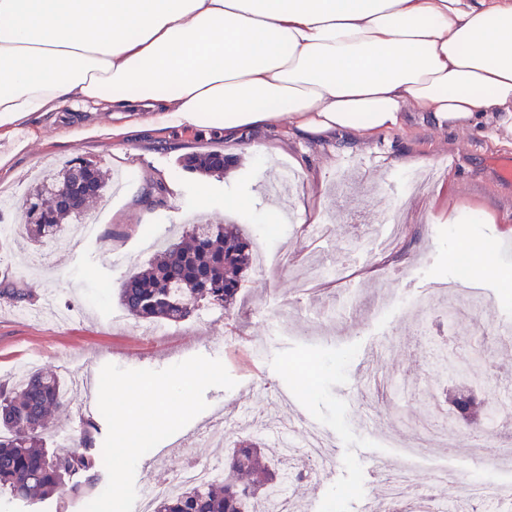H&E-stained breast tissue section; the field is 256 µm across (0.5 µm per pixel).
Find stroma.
<instances>
[{"label":"stroma","instance_id":"1","mask_svg":"<svg viewBox=\"0 0 512 512\" xmlns=\"http://www.w3.org/2000/svg\"><path fill=\"white\" fill-rule=\"evenodd\" d=\"M127 123L131 131L122 138L79 139L78 118L53 112L28 122L24 150L0 141V149L13 153L12 175L0 176V186L21 190L0 202V226L12 230L0 247V288L29 293L22 301L0 298V382H8L21 353L59 376L64 407L45 435L49 448L72 444L83 418L85 375H99L108 363L161 370L203 355L221 360L237 385L209 388L208 407L192 424L207 425L219 412L228 421L207 446L176 451L171 469L223 456L247 432L239 418L244 409L260 419L268 443L272 422L287 416L304 417L336 437L332 470L284 489L288 512H360L387 466L405 470L418 487L438 469L464 484L512 487V462H502L491 443L498 435L493 420L482 419L484 442L472 446L453 423L449 404L433 401L453 381L432 379L434 366L417 343L421 329H437L443 320L438 304L446 297L443 283L454 277L455 254L483 248L489 270L481 276L473 320L457 318L449 341L490 355L472 387L478 400L493 404L512 394V347L498 336L503 325H512V288L501 277L512 271V184L497 177L511 146L479 129L451 131L415 114L404 127L369 139L341 131L311 140L285 119L237 142L209 127L156 128L141 115ZM213 151L232 160L222 174L191 173L179 163L185 155ZM377 153L386 166H370ZM74 158L96 164L108 184L79 216L98 225V239L75 241L68 250L28 239L24 192ZM430 162L441 167L442 179L427 193L405 198L407 174ZM153 177L167 184L164 204L139 200ZM361 178L386 188L367 207L346 203L336 187L337 180ZM243 198L253 203L246 216L235 209ZM299 201L341 220L318 239L302 225L278 223V210ZM363 213L381 221L401 215L405 232L390 256L361 236L352 218ZM192 216L241 225L250 239H264L277 261L249 272L232 319L203 311L165 324L157 338L141 336L140 322L120 314L116 282L145 268ZM344 254L357 256L365 268L352 304L343 305L336 286L297 290L309 267L335 264ZM367 414L373 417L369 431L359 425ZM424 420L431 452L403 455L414 423Z\"/></svg>","mask_w":512,"mask_h":512}]
</instances>
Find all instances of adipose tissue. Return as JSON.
<instances>
[{
  "label": "adipose tissue",
  "instance_id": "adipose-tissue-1",
  "mask_svg": "<svg viewBox=\"0 0 512 512\" xmlns=\"http://www.w3.org/2000/svg\"><path fill=\"white\" fill-rule=\"evenodd\" d=\"M148 113L369 138L416 112L512 140V0H0V132Z\"/></svg>",
  "mask_w": 512,
  "mask_h": 512
}]
</instances>
